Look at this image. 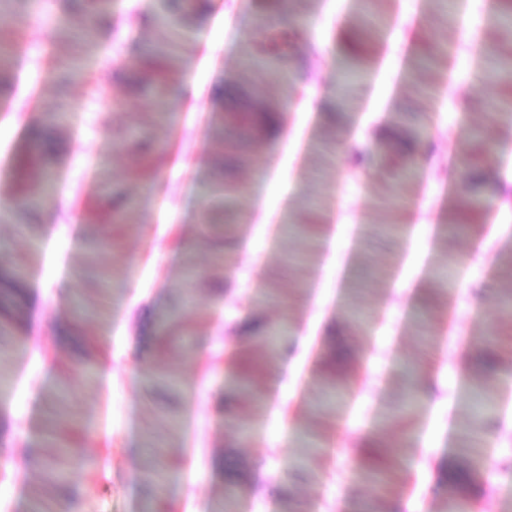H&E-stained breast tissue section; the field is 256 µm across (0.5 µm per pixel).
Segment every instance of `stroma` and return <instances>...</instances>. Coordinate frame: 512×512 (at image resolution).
<instances>
[{
  "instance_id": "obj_1",
  "label": "stroma",
  "mask_w": 512,
  "mask_h": 512,
  "mask_svg": "<svg viewBox=\"0 0 512 512\" xmlns=\"http://www.w3.org/2000/svg\"><path fill=\"white\" fill-rule=\"evenodd\" d=\"M210 4L202 21L112 0L93 25L84 0H0V269L26 294L18 330H0V512H217L228 472L262 477L234 512H443L487 348L502 363L469 503L512 512V82L492 81L486 52L512 56V28L496 0ZM281 32L287 58L249 61ZM349 33L365 71L347 86ZM248 99L284 135L235 144L224 113ZM41 124L56 140L44 195L25 152ZM227 181L228 217L210 202ZM283 319L304 347L292 365L262 331ZM336 321L354 362L335 400ZM404 363L433 380L412 410Z\"/></svg>"
}]
</instances>
